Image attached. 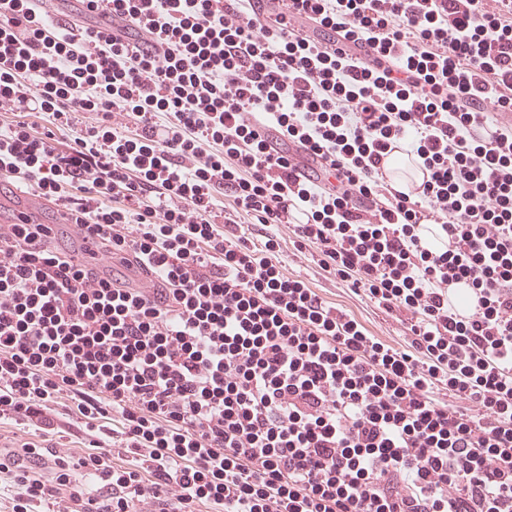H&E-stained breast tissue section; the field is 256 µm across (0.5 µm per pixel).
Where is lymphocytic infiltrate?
<instances>
[{
	"label": "lymphocytic infiltrate",
	"mask_w": 512,
	"mask_h": 512,
	"mask_svg": "<svg viewBox=\"0 0 512 512\" xmlns=\"http://www.w3.org/2000/svg\"><path fill=\"white\" fill-rule=\"evenodd\" d=\"M85 3L0 0V118L50 124L0 121V186L88 234L0 224V422L41 434L10 512H512V0ZM388 152L426 180L387 182ZM293 210L403 347L236 220ZM64 391L79 455L44 445Z\"/></svg>",
	"instance_id": "obj_1"
}]
</instances>
